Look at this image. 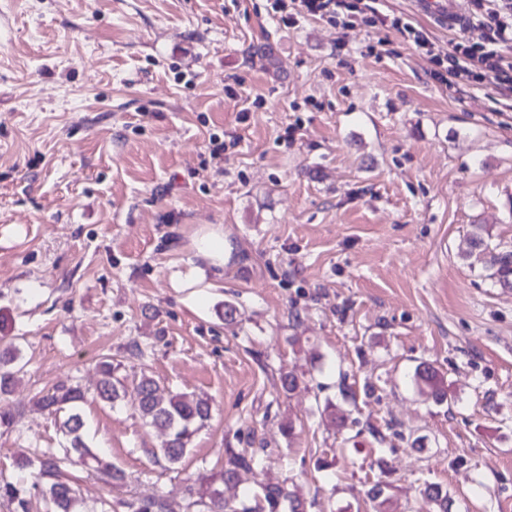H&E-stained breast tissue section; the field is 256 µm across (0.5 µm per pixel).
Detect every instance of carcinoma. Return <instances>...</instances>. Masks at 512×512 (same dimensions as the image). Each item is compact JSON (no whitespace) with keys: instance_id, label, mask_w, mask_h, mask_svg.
<instances>
[{"instance_id":"cac0c4a2","label":"carcinoma","mask_w":512,"mask_h":512,"mask_svg":"<svg viewBox=\"0 0 512 512\" xmlns=\"http://www.w3.org/2000/svg\"><path fill=\"white\" fill-rule=\"evenodd\" d=\"M468 257L490 271L493 283L512 288V248L492 245L478 231L472 233ZM120 365L113 364L109 356L102 357L96 387L97 398L111 406L129 403L142 421L157 430L162 437L157 457L175 465L189 451L194 435L211 418L212 401L207 396H187L182 393H164L156 380L148 375L127 386L118 376ZM22 370L19 350L14 346L0 353V394L9 392L12 382ZM419 392L442 402L447 398L443 380L437 372L425 368L416 372ZM85 392L78 386H61L51 393L40 395L36 404L52 414H63L60 429L66 437L62 453L41 451L21 453L13 462L15 476L0 480V498L17 504L18 512H29L31 493L41 500L44 512H112V505L103 501L100 509L86 508L78 498L76 488L64 473L73 465H82L114 481L124 479L123 472L106 462L93 451L85 440V420L82 404ZM260 464L253 455L230 453L226 465L211 472L199 487L188 488L194 512H301L302 503L287 485L265 486L258 492H248L239 501L224 499V485L237 478L238 471ZM128 512H171L166 501L136 499L124 503Z\"/></svg>"}]
</instances>
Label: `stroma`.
Here are the masks:
<instances>
[{"label": "stroma", "mask_w": 512, "mask_h": 512, "mask_svg": "<svg viewBox=\"0 0 512 512\" xmlns=\"http://www.w3.org/2000/svg\"><path fill=\"white\" fill-rule=\"evenodd\" d=\"M375 6L460 39L417 0ZM432 67L392 27L288 28L267 0H0V336L24 366L0 477L66 443L36 393L91 391L108 354L212 417L170 465L131 407L87 397L125 480L76 470L86 502L185 512L233 450L261 463L228 499L287 480L305 512H374L379 483L386 512H435L434 484L448 512H512V289L467 256L478 227L512 244V95ZM198 251L210 259L215 266L224 263V239L214 234L203 237L198 242ZM416 386L419 392L427 395L436 402H442L447 398V392L443 380L435 370L424 368L416 372Z\"/></svg>", "instance_id": "35a3bbf8"}]
</instances>
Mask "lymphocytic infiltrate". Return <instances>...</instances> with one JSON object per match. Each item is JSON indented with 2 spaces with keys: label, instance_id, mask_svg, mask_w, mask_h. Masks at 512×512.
I'll use <instances>...</instances> for the list:
<instances>
[{
  "label": "lymphocytic infiltrate",
  "instance_id": "1",
  "mask_svg": "<svg viewBox=\"0 0 512 512\" xmlns=\"http://www.w3.org/2000/svg\"><path fill=\"white\" fill-rule=\"evenodd\" d=\"M271 14L286 27L300 20L316 18L333 25L351 27L391 24L434 67L431 78L447 84L449 77H468L482 83L486 74H494L499 86L512 92V57L499 53L502 45H512V0H469V20L452 51L436 52L429 34L402 19H388L379 11L365 12L360 0H268Z\"/></svg>",
  "mask_w": 512,
  "mask_h": 512
}]
</instances>
